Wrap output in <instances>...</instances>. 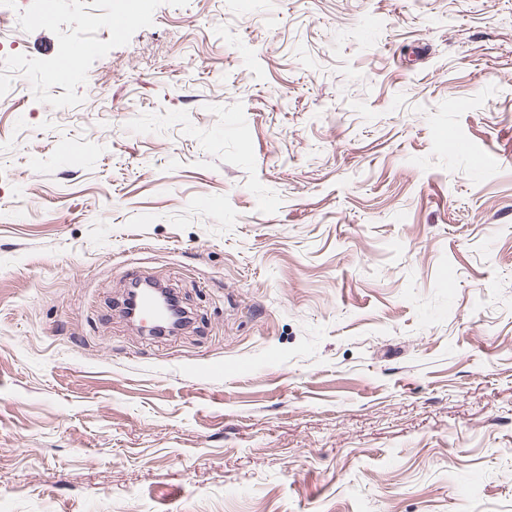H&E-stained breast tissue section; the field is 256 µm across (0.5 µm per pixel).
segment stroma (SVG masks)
Masks as SVG:
<instances>
[{
    "mask_svg": "<svg viewBox=\"0 0 512 512\" xmlns=\"http://www.w3.org/2000/svg\"><path fill=\"white\" fill-rule=\"evenodd\" d=\"M44 2L0 512H512V0ZM137 271L186 331L130 325ZM91 51V45L82 43L77 48V50L72 54V56L69 57L67 63L64 66H61L50 73L49 83L56 84L67 81L70 78L71 74L80 67L84 57L88 55Z\"/></svg>",
    "mask_w": 512,
    "mask_h": 512,
    "instance_id": "obj_1",
    "label": "stroma"
}]
</instances>
